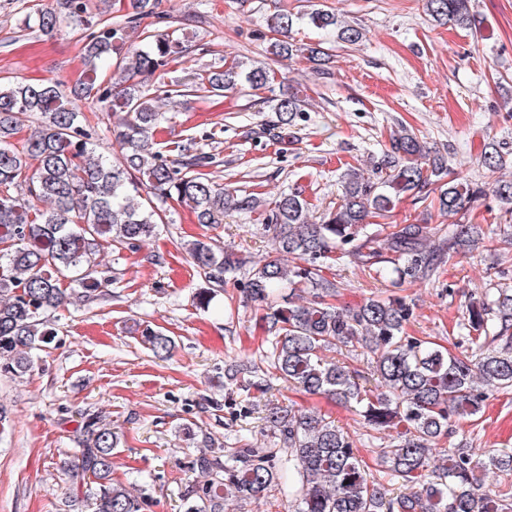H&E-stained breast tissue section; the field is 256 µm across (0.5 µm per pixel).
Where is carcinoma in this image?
<instances>
[{"label":"carcinoma","mask_w":512,"mask_h":512,"mask_svg":"<svg viewBox=\"0 0 512 512\" xmlns=\"http://www.w3.org/2000/svg\"><path fill=\"white\" fill-rule=\"evenodd\" d=\"M156 0H129L123 24L110 23L89 34L85 70L70 92L64 83L0 85V375H17L32 366L31 352L50 343L51 311L72 295L87 304L102 298L112 270L99 260L105 245L134 246L155 235L162 204L188 206L197 223L214 227L230 211L262 216L273 230L275 255L252 266L242 294L262 311L267 336L263 375L289 388L343 404L355 403L367 426L395 431L379 453L381 479L399 483L407 492L388 495L380 479H369L354 452V442L314 411L295 413L287 406L268 407L265 421L273 443L268 448H216L192 462L202 479L181 494L183 512H226L228 501L252 502L273 494L288 499L292 512H512V497L485 487L488 470L512 475V451L482 460L469 448L433 446L452 433L454 423L477 415L493 390L512 388V290L488 288L467 305L459 333L473 346L469 355L451 354L440 345L406 331L413 309L404 297H372L353 308L333 303L337 285L323 275V261L339 247L367 266L392 265L397 280L428 278L439 261L478 245L480 230L465 223L468 205L492 193L501 209L512 214V179H496L490 187L449 177L447 160L412 133H397L365 177L355 169L342 175V197L321 221H312L307 201L297 192L282 193L271 204L235 188L215 183L205 169L210 155L168 159L181 151L176 142L155 140L162 119L159 102L200 89L233 90L243 82L259 89L276 78L261 65L233 59L222 71L192 69L191 81L143 87V77L166 67L175 53L167 33H149L141 48L128 51L119 75L104 86L102 64L125 45L128 31L153 13ZM82 21L84 0H57L35 17L37 30L50 34L59 22L57 9ZM425 12L438 24L452 23L478 32L483 18L470 0H425ZM301 22L336 33L356 43L363 29L342 24L321 3L305 0L296 12L266 17L273 35L270 54L324 63L322 43L299 45L291 31ZM97 96L107 110L123 117L112 128L119 156L91 142L70 107L68 95ZM278 122L295 126L306 121L298 95L274 105ZM509 153L490 142L482 163L491 173L507 164ZM145 189L152 200L134 198ZM433 195L431 204L455 218L438 246L439 229L429 224H393L384 247L368 248L372 218H387L403 196ZM186 253L207 287L198 293L206 306L223 290L224 275L244 268L247 260L216 240H193ZM307 292L297 303L278 289ZM142 342L157 356L171 352L172 340L149 326ZM337 347H361L370 356L376 386L368 377L326 357ZM258 373L248 361L230 368L229 380ZM76 444L73 476L92 500L93 512H148L150 495L130 491L112 479L114 451L120 438L87 414L73 430Z\"/></svg>","instance_id":"carcinoma-1"}]
</instances>
